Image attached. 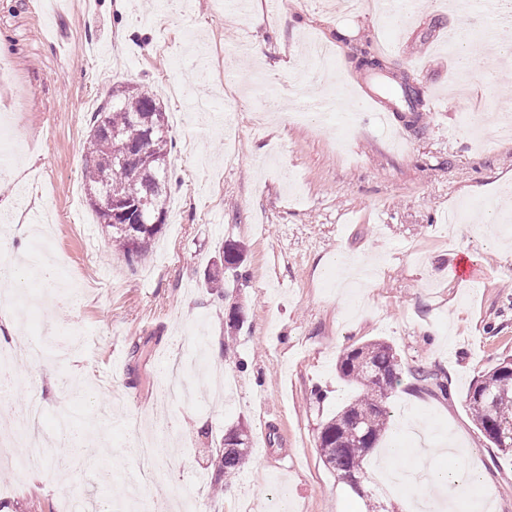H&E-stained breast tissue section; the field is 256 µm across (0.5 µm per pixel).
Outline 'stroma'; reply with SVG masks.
<instances>
[{
	"label": "stroma",
	"instance_id": "obj_1",
	"mask_svg": "<svg viewBox=\"0 0 512 512\" xmlns=\"http://www.w3.org/2000/svg\"><path fill=\"white\" fill-rule=\"evenodd\" d=\"M494 9V0H417L385 29L374 10L333 0H279V20L259 26L262 0L225 17L213 0H0V131L16 142L0 163V198L13 200L0 210V252L20 223L46 224L44 245L73 294L71 305L40 307L19 334H0L20 351L55 330L52 371L21 367L0 427L35 391L47 431L67 416L75 430L110 439L79 456L48 445L23 486L0 465V512H56L68 486L94 493L103 510L133 494L140 463L122 421L159 412L172 420L182 463L170 467V448H159L153 512L200 488L223 512L243 500L277 512L282 498L295 512H364L317 437L356 393L337 374L338 356L378 339L401 363L395 419L465 449L491 512H512V455L477 429L465 401L474 378L512 358V257L497 245L512 240V223L462 241L443 222L464 201L512 212V142L479 150L468 132L488 109L512 113V72L477 82L466 104L448 100L458 74L449 34L462 23L484 29ZM311 30L335 52L325 87L295 81ZM256 45L263 61L250 54ZM366 53L383 62L384 82L420 92L418 111L329 122L309 109L358 90ZM127 84L165 112L179 183L163 233L138 263L107 253L83 180L91 118ZM302 110L304 122L278 118ZM228 240L244 246L245 262L215 291L206 275ZM461 254L472 281L453 274ZM340 255L380 257L373 286L341 293L332 278ZM201 346L211 370L233 376L231 400L216 401L207 383L192 403L165 395L166 355ZM420 369L445 378L447 395L417 384ZM235 426L250 433L252 454L228 483L219 447Z\"/></svg>",
	"mask_w": 512,
	"mask_h": 512
}]
</instances>
